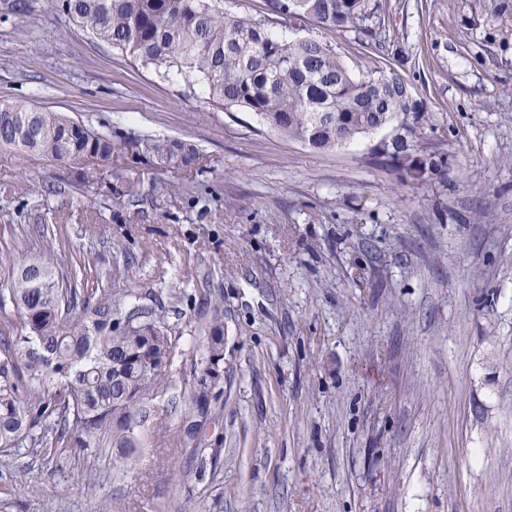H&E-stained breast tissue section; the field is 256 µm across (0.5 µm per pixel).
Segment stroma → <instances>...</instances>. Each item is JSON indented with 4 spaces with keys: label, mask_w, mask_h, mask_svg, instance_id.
Here are the masks:
<instances>
[{
    "label": "stroma",
    "mask_w": 512,
    "mask_h": 512,
    "mask_svg": "<svg viewBox=\"0 0 512 512\" xmlns=\"http://www.w3.org/2000/svg\"><path fill=\"white\" fill-rule=\"evenodd\" d=\"M379 48L330 42L356 75L394 69L420 101L409 177L395 129L333 151L169 83L62 15L0 0V99L111 135L104 170L132 201L76 182V166L0 149V280L62 225L67 268L155 294L194 373L197 322L224 321V377L196 449L146 437L135 474L34 448L0 459V512H512V16L484 0H381ZM192 144L177 169L136 155L146 136ZM47 191L48 205L36 204ZM98 215L88 223V215Z\"/></svg>",
    "instance_id": "1"
}]
</instances>
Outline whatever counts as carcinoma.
<instances>
[{
    "label": "carcinoma",
    "instance_id": "carcinoma-1",
    "mask_svg": "<svg viewBox=\"0 0 512 512\" xmlns=\"http://www.w3.org/2000/svg\"><path fill=\"white\" fill-rule=\"evenodd\" d=\"M63 14L98 41L129 54L164 77L203 84L215 106L244 108L269 129L314 150L342 147L418 111L405 80L395 72L354 76L335 48L314 38L270 29L271 16L310 20L353 31L376 43L378 0H264L267 17H230L224 0H59ZM512 11L509 0H487L496 21ZM0 147L59 162H106L112 138L61 112L0 101ZM138 153L166 168L190 160L191 145L147 137ZM43 250L8 270L0 304L19 311L23 327L0 337V457L32 445L45 457L69 449L92 462L112 459L124 475L144 437L166 429L177 415L182 428L169 443L185 448L207 415L222 379L224 324L219 314L200 329L197 369L172 394L173 368L182 351L172 338L165 307L141 302L131 290L112 296L91 288L86 256L59 272L61 235L42 227Z\"/></svg>",
    "mask_w": 512,
    "mask_h": 512
}]
</instances>
